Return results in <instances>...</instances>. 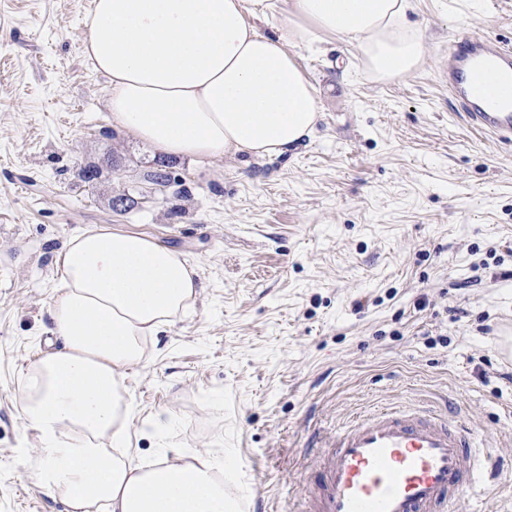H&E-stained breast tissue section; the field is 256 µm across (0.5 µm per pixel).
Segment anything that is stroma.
<instances>
[{
	"mask_svg": "<svg viewBox=\"0 0 512 512\" xmlns=\"http://www.w3.org/2000/svg\"><path fill=\"white\" fill-rule=\"evenodd\" d=\"M423 59L379 82L358 50L292 47L321 116L282 156L171 159L114 126L86 60L92 0H0V512H67L34 475L26 368L60 349L46 309L78 231L138 232L200 288L124 374L131 458L244 461L226 488L265 512L308 501L312 432L431 402L512 469V143L469 127L442 79L451 40L512 44V0H414ZM95 165L99 178L85 182ZM129 190L135 203L113 211Z\"/></svg>",
	"mask_w": 512,
	"mask_h": 512,
	"instance_id": "35a3bbf8",
	"label": "stroma"
}]
</instances>
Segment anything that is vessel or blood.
Instances as JSON below:
<instances>
[{"instance_id":"vessel-or-blood-1","label":"vessel or blood","mask_w":512,"mask_h":512,"mask_svg":"<svg viewBox=\"0 0 512 512\" xmlns=\"http://www.w3.org/2000/svg\"><path fill=\"white\" fill-rule=\"evenodd\" d=\"M444 78L475 128L512 139L511 45L461 38ZM476 446L469 428L427 409L364 419L319 446L312 512H491L466 484Z\"/></svg>"}]
</instances>
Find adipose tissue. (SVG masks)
<instances>
[{
	"mask_svg": "<svg viewBox=\"0 0 512 512\" xmlns=\"http://www.w3.org/2000/svg\"><path fill=\"white\" fill-rule=\"evenodd\" d=\"M414 0H281L279 37L261 33L265 0H95L85 55L108 82L112 120L156 151L205 161L296 149L320 117L316 91L289 44L340 38L380 81L410 75L423 39L405 24ZM48 306L65 348L28 366L21 409L38 433L36 476L71 512H240L223 464L124 451L131 403L125 368L144 337L193 302L198 270L141 233L74 235Z\"/></svg>",
	"mask_w": 512,
	"mask_h": 512,
	"instance_id": "ef3b65f1",
	"label": "adipose tissue"
}]
</instances>
